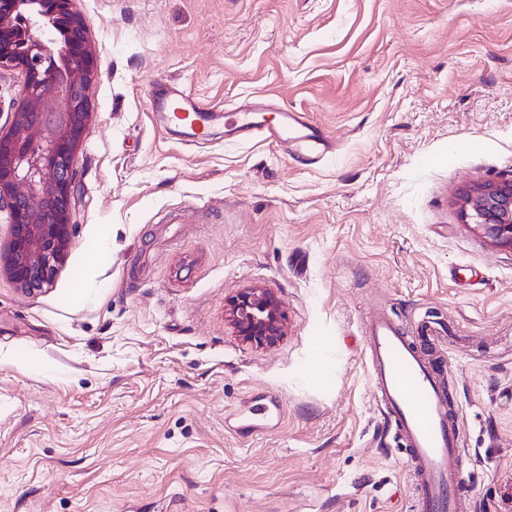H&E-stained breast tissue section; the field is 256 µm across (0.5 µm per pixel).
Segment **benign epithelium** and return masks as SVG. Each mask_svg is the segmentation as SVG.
I'll return each instance as SVG.
<instances>
[{
    "label": "benign epithelium",
    "mask_w": 512,
    "mask_h": 512,
    "mask_svg": "<svg viewBox=\"0 0 512 512\" xmlns=\"http://www.w3.org/2000/svg\"><path fill=\"white\" fill-rule=\"evenodd\" d=\"M24 74L12 121L0 130V212L11 239L0 269L37 291L62 265L70 214L80 192L78 153L88 121V91L98 61L72 0H0V68ZM53 101L50 111L37 103ZM26 193H18L19 187ZM462 221L490 245L512 252V178L472 185L460 194ZM237 336L271 346L285 334L280 299L252 285L228 302Z\"/></svg>",
    "instance_id": "7a95c632"
}]
</instances>
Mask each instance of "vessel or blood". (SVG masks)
Wrapping results in <instances>:
<instances>
[{
  "label": "vessel or blood",
  "instance_id": "vessel-or-blood-1",
  "mask_svg": "<svg viewBox=\"0 0 512 512\" xmlns=\"http://www.w3.org/2000/svg\"><path fill=\"white\" fill-rule=\"evenodd\" d=\"M152 109L185 122L187 141L206 142L214 116L190 95L169 90L153 98ZM234 118L238 128L249 134L275 142L293 140L297 155L310 162L329 145L325 133L297 112L284 113L276 125L256 122L246 112L235 113ZM366 340L374 398L391 413L411 460L417 512H461L460 437L439 373L424 352L384 316L369 318Z\"/></svg>",
  "mask_w": 512,
  "mask_h": 512
}]
</instances>
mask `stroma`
Returning <instances> with one entry per match:
<instances>
[{
    "instance_id": "35a3bbf8",
    "label": "stroma",
    "mask_w": 512,
    "mask_h": 512,
    "mask_svg": "<svg viewBox=\"0 0 512 512\" xmlns=\"http://www.w3.org/2000/svg\"><path fill=\"white\" fill-rule=\"evenodd\" d=\"M73 9L92 117L64 263L31 294L0 274V512H416L372 395L376 314L414 342L447 326L467 512H512V253L459 212L512 177V0ZM164 83L304 113L334 148L310 164L220 120L188 146L151 110ZM251 285L286 312L273 346L227 321Z\"/></svg>"
}]
</instances>
